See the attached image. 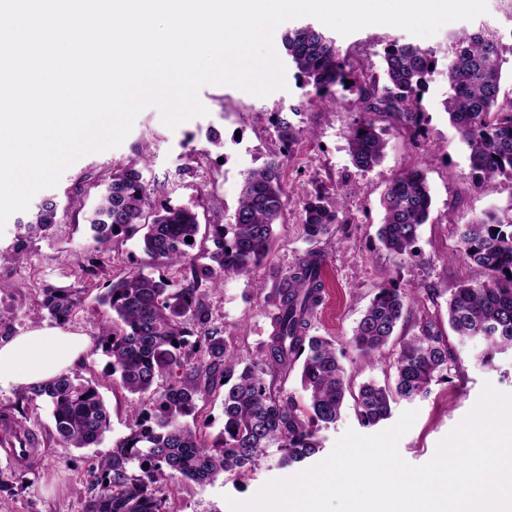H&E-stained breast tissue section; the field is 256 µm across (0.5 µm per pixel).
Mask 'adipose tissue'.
I'll return each mask as SVG.
<instances>
[{
  "label": "adipose tissue",
  "mask_w": 512,
  "mask_h": 512,
  "mask_svg": "<svg viewBox=\"0 0 512 512\" xmlns=\"http://www.w3.org/2000/svg\"><path fill=\"white\" fill-rule=\"evenodd\" d=\"M86 337L37 327L0 343V386L26 389L63 373L86 350Z\"/></svg>",
  "instance_id": "obj_1"
}]
</instances>
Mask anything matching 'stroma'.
Listing matches in <instances>:
<instances>
[{"label": "stroma", "instance_id": "obj_1", "mask_svg": "<svg viewBox=\"0 0 512 512\" xmlns=\"http://www.w3.org/2000/svg\"><path fill=\"white\" fill-rule=\"evenodd\" d=\"M487 5V14L446 24L430 37L373 25L337 36L336 44L355 69L377 74L389 39L443 54L454 31L512 34V0H487ZM285 80V89L249 99L232 86H204L199 97L207 115L173 129L163 124L157 108H146L119 147L80 158L57 186L39 191V198L57 203L58 221L45 235L32 240L22 261L0 262V340L37 326H52V319L41 308L47 285L84 289L85 299L64 329L92 339L108 317L106 307L97 301L108 283L138 271L181 279V266L151 262L136 236L114 238L101 266L89 267L86 258L94 243L86 218L113 167L135 165L155 200L192 207L200 224L197 248L202 251L212 246L211 225L230 223L247 172L277 154L290 202L275 227V245L249 273L227 272L222 283L207 286L203 300L213 325L234 354L243 359L255 354L273 331L276 288L298 259L311 251L324 257L325 293L309 333L334 342L353 385L392 383L390 359L401 339L415 334L413 318L432 315L438 332L448 336L457 353L459 374L451 382L435 385L428 399L400 402L392 412L397 418L406 410H417L413 426L399 442V452L410 464H424L434 456L438 442L473 408L485 385L512 394V356H499L491 367L482 365L481 341L452 336L447 308L454 288L479 276L454 256L457 227L490 215L505 223L512 221V181L501 178L491 187L479 183L469 148L444 108L448 96L444 69L434 73L422 102L427 118L422 135H415L395 118H383L387 130L384 159L366 172L352 165L348 152L349 130L360 111L357 94L340 89L310 103L293 72H286ZM280 113L304 130L290 152L285 151L275 127ZM413 167L425 174L433 205L429 221L419 231L418 256L400 261L383 248L377 236L383 221L380 200L389 181ZM318 193L324 195L326 205L339 207L341 221L329 234L312 241L303 230L301 204ZM385 280L409 292L412 318L399 324L385 359L375 361L359 356L350 340ZM107 362L101 351L91 348L71 369L97 387L110 413V429L102 442L87 448H69L54 439L53 418L46 405L22 401L17 388H0V512H83L84 501L77 489L84 475L129 434L139 412L131 395L107 376ZM20 420L35 449L26 464L11 456L5 440ZM279 458L272 448L252 471L228 473L205 486L164 477L159 486L169 512H230L228 499L248 500L269 480L299 472V465L281 466Z\"/></svg>", "mask_w": 512, "mask_h": 512}]
</instances>
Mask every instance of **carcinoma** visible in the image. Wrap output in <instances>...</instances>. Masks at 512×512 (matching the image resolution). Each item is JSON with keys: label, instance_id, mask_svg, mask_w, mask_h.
<instances>
[{"label": "carcinoma", "instance_id": "1", "mask_svg": "<svg viewBox=\"0 0 512 512\" xmlns=\"http://www.w3.org/2000/svg\"><path fill=\"white\" fill-rule=\"evenodd\" d=\"M283 44L308 100L331 95L338 86L356 89L362 113L350 127L348 149L358 170L369 171L383 160L386 130L376 125V115L389 114L415 134L422 132L421 102L434 72L430 65H439L435 50L389 41L378 77L355 72L336 41L309 24L288 29ZM504 51L493 32H457L448 42L445 64L450 89L445 111L470 149L473 170L488 184L500 176L512 180V97L501 96ZM276 127L287 149L302 137V129L284 118ZM381 205L378 237L385 249L399 260L415 255L419 229L432 207L423 172L411 169L392 179ZM285 207L281 162L272 155L245 176L232 222L213 226L214 250L209 262L201 263L192 254L199 233L196 213L153 201L134 167L113 168L87 218L93 240L104 247L116 237L141 232L147 256L185 267L180 281L132 272L97 297L111 319L101 326L96 348L109 358L107 366L119 385L138 396L141 409L129 435L87 470L84 512H169L157 489L166 474L204 485L224 473L252 470L270 448L280 452L281 465L300 463L322 448L319 433L337 421L346 397L354 400L361 424L375 426L390 416L392 403L427 399L433 385L449 381L454 357L448 337L429 320L419 323V334L402 340L393 359V385L364 383L353 392L334 345L308 335L324 288V259L316 252L300 258L276 289L269 343L242 361L229 351L212 326L200 287L224 272L246 273L262 263ZM302 217L308 237L316 240L339 222V210L326 206L318 194L303 202ZM56 218L57 203L44 200L20 222L13 253H1L0 261L21 259L29 240L50 230ZM458 236L459 255L480 270L482 279L455 289L448 300V325L460 339L481 340L480 360L491 365L496 355L512 351V222L466 224ZM188 237L192 242H186ZM83 295L82 288L48 286L42 308L64 324ZM408 317L407 293L382 283L353 331L354 348L365 357H385L398 324ZM298 360L308 394L302 406L281 398L271 381ZM162 378L172 383L160 392L155 384ZM223 378L224 430L208 441L187 418L195 417L197 402ZM21 398L51 408L53 435L69 447L96 445L110 429L98 390L76 376L66 373L33 385Z\"/></svg>", "mask_w": 512, "mask_h": 512}]
</instances>
